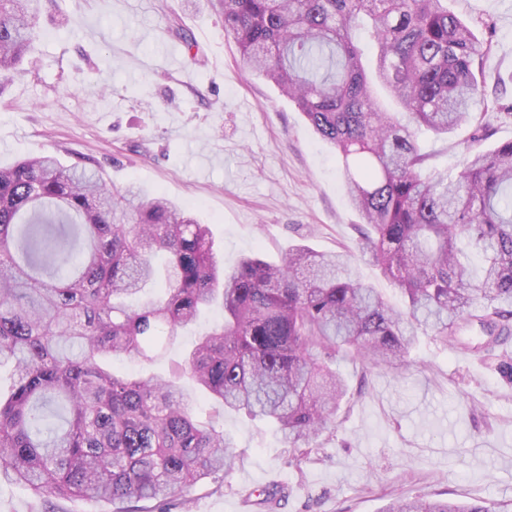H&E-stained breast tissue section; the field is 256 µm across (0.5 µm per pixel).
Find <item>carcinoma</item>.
I'll use <instances>...</instances> for the list:
<instances>
[{
  "label": "carcinoma",
  "mask_w": 512,
  "mask_h": 512,
  "mask_svg": "<svg viewBox=\"0 0 512 512\" xmlns=\"http://www.w3.org/2000/svg\"><path fill=\"white\" fill-rule=\"evenodd\" d=\"M44 0H0V76L30 57ZM250 71L277 85L339 154L361 217V256L401 290L392 307L347 252L245 255L230 272L209 225L131 184L49 153L0 167V475L40 498L168 512L240 463L233 439L192 412L175 379L123 376L114 358L162 357L215 304L224 322L176 373L226 411L276 425L294 449L332 434L347 397L334 368L397 370L418 331L443 343L465 322L491 354L512 318V141L431 170L418 132L489 127L487 50L448 0H206ZM382 87L401 109L388 111ZM481 257L472 267L466 249ZM263 512L282 495L263 490ZM384 512H512L400 496Z\"/></svg>",
  "instance_id": "1"
}]
</instances>
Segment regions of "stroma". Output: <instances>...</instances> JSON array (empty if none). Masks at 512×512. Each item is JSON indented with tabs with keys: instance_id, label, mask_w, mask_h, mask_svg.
Wrapping results in <instances>:
<instances>
[{
	"instance_id": "1",
	"label": "stroma",
	"mask_w": 512,
	"mask_h": 512,
	"mask_svg": "<svg viewBox=\"0 0 512 512\" xmlns=\"http://www.w3.org/2000/svg\"><path fill=\"white\" fill-rule=\"evenodd\" d=\"M488 44L483 107L494 121L482 148L512 140V0H448ZM181 21L194 44L172 30ZM38 66L0 79V166L51 151L63 163L96 160L109 188L136 183L210 225L225 268L291 245L353 250L352 268L396 308L395 284L357 257L360 218L334 150L277 87L251 75L206 0H47ZM472 132L423 133L430 164L456 170ZM211 313L185 328L151 364L123 371L164 376ZM399 372L338 357L351 398L335 433L294 461L275 427L224 413L242 461L211 476L172 512H239L244 495L282 490L279 512H382L392 495L512 501V377L499 357L463 354L432 334ZM0 512H107L83 500H44L0 476Z\"/></svg>"
}]
</instances>
